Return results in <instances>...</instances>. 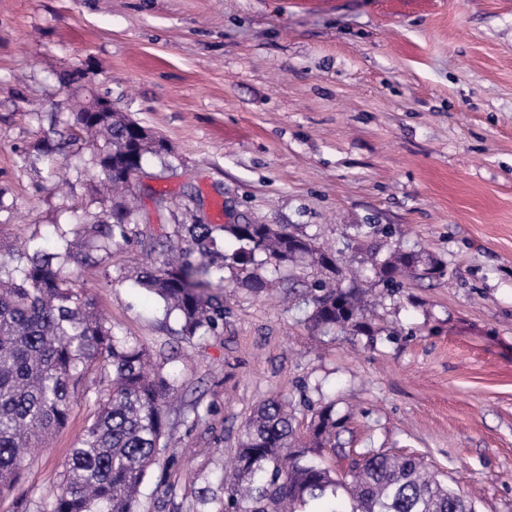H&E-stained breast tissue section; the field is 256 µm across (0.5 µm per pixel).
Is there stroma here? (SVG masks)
<instances>
[{
    "mask_svg": "<svg viewBox=\"0 0 512 512\" xmlns=\"http://www.w3.org/2000/svg\"><path fill=\"white\" fill-rule=\"evenodd\" d=\"M69 66L84 77L60 86ZM91 90L168 144L138 197L154 235L189 222L177 204L190 194L206 222L316 238L345 278L400 248L444 270L383 300L371 345L317 334L289 307L310 268L259 296L225 267L224 325L200 339L130 287L140 243L78 267L122 335L180 377L179 465L168 484L146 480L140 512H217L242 425L274 396L297 431L333 404L344 447L424 455L474 512H512V0H0V246L76 231L74 198L95 195L89 149L61 157L64 194L20 151L66 136L72 97ZM95 410L74 404L0 512H48Z\"/></svg>",
    "mask_w": 512,
    "mask_h": 512,
    "instance_id": "stroma-1",
    "label": "stroma"
}]
</instances>
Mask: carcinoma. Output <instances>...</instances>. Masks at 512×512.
<instances>
[{
    "label": "carcinoma",
    "instance_id": "1",
    "mask_svg": "<svg viewBox=\"0 0 512 512\" xmlns=\"http://www.w3.org/2000/svg\"><path fill=\"white\" fill-rule=\"evenodd\" d=\"M96 96L72 107L68 134L58 144L40 142L24 152L31 169L66 147L100 138L91 153V168L114 190L128 188L125 172L133 161L145 162L169 151L154 133L136 134L124 112H92ZM99 211L81 201L80 241L60 232L51 239L36 236L9 253L12 275L0 276V493L11 488L27 467V458L45 447L53 432L65 426L73 405L92 385L109 383L97 393L94 419L80 446L72 449L51 512H139L145 480L159 465L170 428L167 398L177 375L150 368L149 351L130 342L98 311L74 275L54 264L57 258L78 261L91 250L112 254V245L137 236L135 213L122 199L96 198ZM178 239L197 248L199 260L184 258L171 243L167 256L154 260L134 279L141 292L159 298L175 313L180 332L205 337L224 322L222 265L212 262L211 248L232 247L222 260L246 269L254 293L268 287L258 267L279 275L304 264L317 270L307 296L306 321L317 331L365 336L379 333L367 317L363 289L337 283L334 254L287 224H205L195 218L177 225ZM264 259L255 263V256ZM376 284L386 293L401 278L433 280L444 275L434 260L415 251H397L375 264ZM288 403L264 400L245 421L231 468L223 472L224 498L218 512H298L311 501L315 512H474L472 502L437 472L426 470L414 455L391 450L349 454L336 447L347 420L333 407L312 414L306 441L296 436ZM349 460L340 480L324 466L325 452ZM347 492L349 501L338 495Z\"/></svg>",
    "mask_w": 512,
    "mask_h": 512
}]
</instances>
